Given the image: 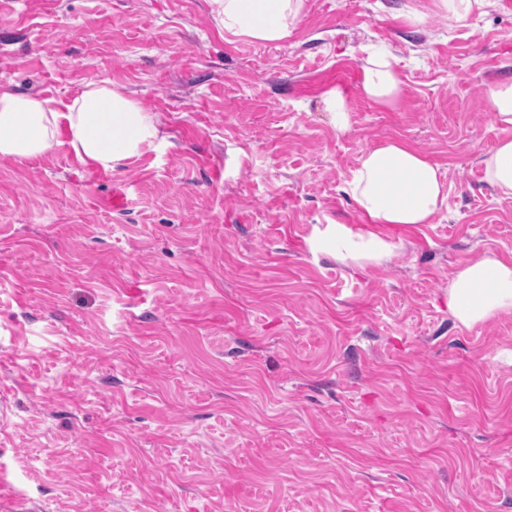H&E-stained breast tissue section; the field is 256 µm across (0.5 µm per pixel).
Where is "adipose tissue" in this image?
Segmentation results:
<instances>
[{
    "label": "adipose tissue",
    "instance_id": "obj_1",
    "mask_svg": "<svg viewBox=\"0 0 512 512\" xmlns=\"http://www.w3.org/2000/svg\"><path fill=\"white\" fill-rule=\"evenodd\" d=\"M306 0H207L221 31L260 43L286 41L300 22ZM487 0H429L406 5L402 17L425 27L432 16L449 26L483 15ZM359 94L378 105L401 96L403 82L390 55L361 60ZM159 135L150 113L113 84L88 82L69 101L0 90V156L31 158L66 145L89 168L113 170L129 164ZM485 182L503 198H512V138H503L482 154ZM344 193L367 220L368 229L348 224L313 225L309 244L351 268L380 265L395 246L379 224H430L448 200V185L437 164L404 142L372 147L349 170ZM448 311L470 327L512 311V258L484 256L462 266L448 284Z\"/></svg>",
    "mask_w": 512,
    "mask_h": 512
}]
</instances>
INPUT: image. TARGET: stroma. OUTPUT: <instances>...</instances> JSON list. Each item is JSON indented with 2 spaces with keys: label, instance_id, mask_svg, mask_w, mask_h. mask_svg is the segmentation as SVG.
<instances>
[{
  "label": "stroma",
  "instance_id": "1",
  "mask_svg": "<svg viewBox=\"0 0 512 512\" xmlns=\"http://www.w3.org/2000/svg\"><path fill=\"white\" fill-rule=\"evenodd\" d=\"M409 0H306L285 42L225 39L205 0H0V87H123L159 139L90 169L0 157V499L22 512H512V313L466 328L448 283L512 257L481 154L512 138V0L449 27ZM387 50L396 103L357 91ZM340 88L352 128L320 105ZM400 139L437 163L392 258L314 253L364 224L343 181ZM487 101L494 121L512 125V82H495L488 87Z\"/></svg>",
  "mask_w": 512,
  "mask_h": 512
}]
</instances>
